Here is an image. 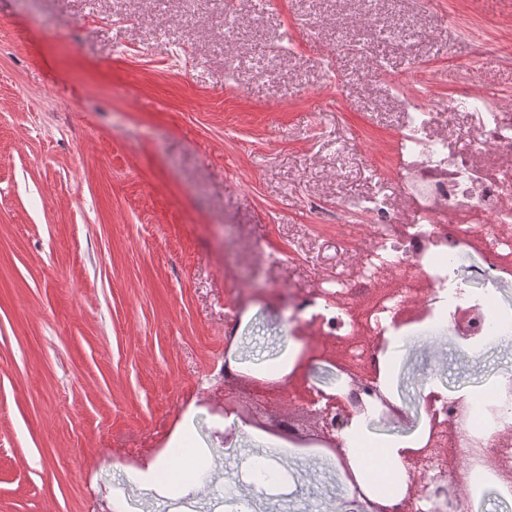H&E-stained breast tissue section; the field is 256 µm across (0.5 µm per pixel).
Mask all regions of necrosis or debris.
<instances>
[{
	"mask_svg": "<svg viewBox=\"0 0 512 512\" xmlns=\"http://www.w3.org/2000/svg\"><path fill=\"white\" fill-rule=\"evenodd\" d=\"M480 123L476 147L460 151L446 139L422 136L428 108L407 100L393 169L394 194L341 203L344 211L366 214L374 224L373 244L345 278L326 280L314 292H287L298 325L318 327L343 350L333 359L339 373L357 368L362 402L373 403L372 388L384 351L376 339L404 327L472 310L465 341L500 335L512 313L495 293L512 288V107L480 91L469 93ZM474 257L466 274L455 262ZM502 406L421 391L431 414L417 454L439 475H447L438 448L462 447L497 484L501 499L512 498V386L500 388Z\"/></svg>",
	"mask_w": 512,
	"mask_h": 512,
	"instance_id": "4bbe7bcc",
	"label": "necrosis or debris"
}]
</instances>
